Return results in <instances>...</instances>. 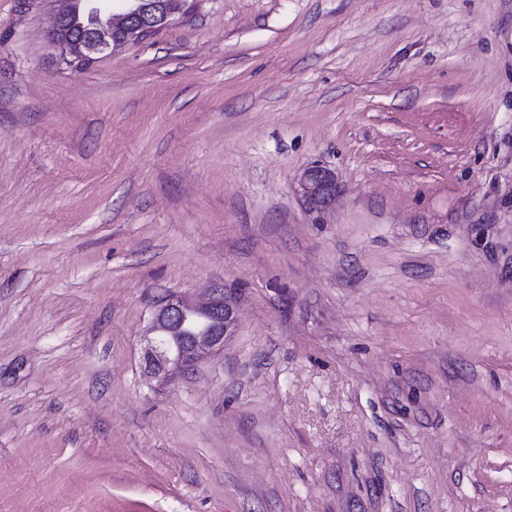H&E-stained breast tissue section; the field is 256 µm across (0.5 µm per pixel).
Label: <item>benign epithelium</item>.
Returning <instances> with one entry per match:
<instances>
[{
	"label": "benign epithelium",
	"mask_w": 512,
	"mask_h": 512,
	"mask_svg": "<svg viewBox=\"0 0 512 512\" xmlns=\"http://www.w3.org/2000/svg\"><path fill=\"white\" fill-rule=\"evenodd\" d=\"M75 0H62L63 7L54 15L52 36L55 45L69 52L66 28ZM109 0H86L87 40L81 51L88 58L115 50L131 40L132 34L149 32L141 25L148 11L147 0H125L119 13L108 6ZM190 0H156L158 24L166 27L190 12ZM297 191L311 215L319 218L327 212L338 195L336 173L320 165L307 167L298 180ZM235 327L234 301L224 292L214 294L201 304H189L170 297L154 312L150 333L151 347L146 354L148 373L167 381L195 365L211 352L224 346Z\"/></svg>",
	"instance_id": "benign-epithelium-1"
}]
</instances>
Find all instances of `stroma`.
Wrapping results in <instances>:
<instances>
[{"mask_svg":"<svg viewBox=\"0 0 512 512\" xmlns=\"http://www.w3.org/2000/svg\"><path fill=\"white\" fill-rule=\"evenodd\" d=\"M51 12L0 0V512H512V0H194L85 66ZM297 191L307 212L319 218L336 201L339 192L336 173L320 165H311L301 174ZM235 327V307L232 298L220 291L206 302L189 304L170 297L154 312L145 362L148 373L167 381L179 372L194 366L211 352L224 346ZM175 332L191 336L187 351L176 353L170 338Z\"/></svg>","mask_w":512,"mask_h":512,"instance_id":"obj_1","label":"stroma"}]
</instances>
